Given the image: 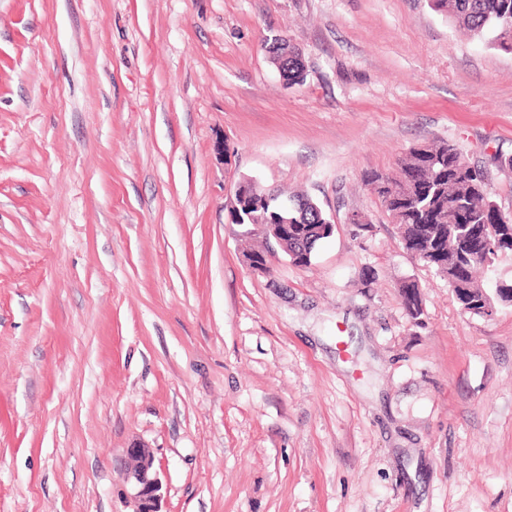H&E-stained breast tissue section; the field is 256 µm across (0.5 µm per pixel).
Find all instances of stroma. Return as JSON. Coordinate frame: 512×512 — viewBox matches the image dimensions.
Listing matches in <instances>:
<instances>
[{
  "label": "stroma",
  "instance_id": "stroma-1",
  "mask_svg": "<svg viewBox=\"0 0 512 512\" xmlns=\"http://www.w3.org/2000/svg\"><path fill=\"white\" fill-rule=\"evenodd\" d=\"M438 140L512 214V54L429 0H0V512H133L135 443L162 512H512V305L363 181ZM242 178L329 214L310 265L248 266ZM265 40L288 44V39L281 35H275ZM267 45L268 44H266V48L268 49L269 59L276 66L279 64L288 84L295 85L303 83L306 78V71L299 51L290 44L275 47ZM287 55L288 59H285ZM418 288V284L411 279L403 280L399 285L400 295L407 314L415 323L421 319L424 313Z\"/></svg>",
  "mask_w": 512,
  "mask_h": 512
}]
</instances>
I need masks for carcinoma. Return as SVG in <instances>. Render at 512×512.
<instances>
[{"label":"carcinoma","mask_w":512,"mask_h":512,"mask_svg":"<svg viewBox=\"0 0 512 512\" xmlns=\"http://www.w3.org/2000/svg\"><path fill=\"white\" fill-rule=\"evenodd\" d=\"M432 8L444 13L452 24L495 48L512 53V0H431ZM269 59L280 66L288 84L304 82L305 65L291 45L267 46ZM364 182L379 199L393 223L400 226L404 248L426 266L448 280L463 283L479 292L474 273L491 266L502 249L484 229L494 224H511L512 216L496 206L484 176L463 154L446 141L411 149L400 164L399 177L372 172ZM281 194L260 207L249 203L230 209L232 224H277L285 214L291 224L305 225L306 232L291 234L281 247L289 259L302 266L311 263L326 237L314 232L330 217L309 197H288V211L279 206ZM409 318L423 315L418 284L406 279L399 285Z\"/></svg>","instance_id":"1"}]
</instances>
